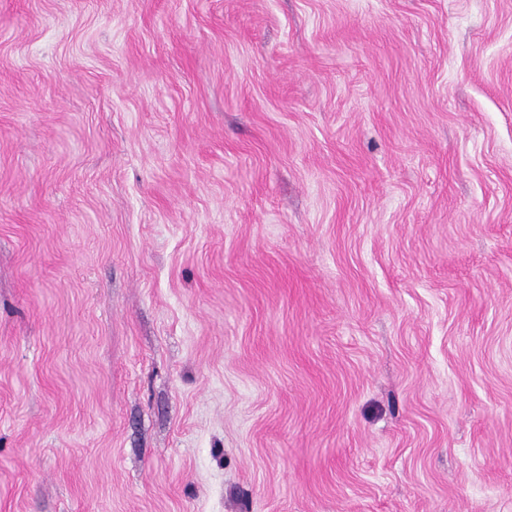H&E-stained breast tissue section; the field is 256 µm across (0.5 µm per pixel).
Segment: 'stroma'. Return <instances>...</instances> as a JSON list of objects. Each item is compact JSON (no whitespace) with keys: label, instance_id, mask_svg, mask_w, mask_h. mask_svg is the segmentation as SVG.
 <instances>
[{"label":"stroma","instance_id":"stroma-1","mask_svg":"<svg viewBox=\"0 0 512 512\" xmlns=\"http://www.w3.org/2000/svg\"><path fill=\"white\" fill-rule=\"evenodd\" d=\"M0 512H512V0H0Z\"/></svg>","mask_w":512,"mask_h":512}]
</instances>
